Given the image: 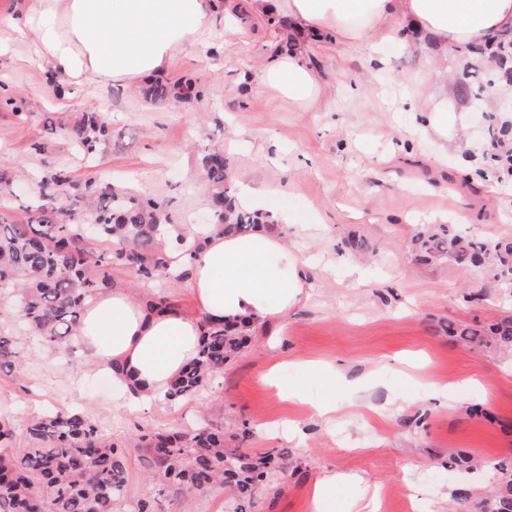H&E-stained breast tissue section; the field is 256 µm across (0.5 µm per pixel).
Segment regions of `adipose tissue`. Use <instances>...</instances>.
<instances>
[{"label":"adipose tissue","mask_w":512,"mask_h":512,"mask_svg":"<svg viewBox=\"0 0 512 512\" xmlns=\"http://www.w3.org/2000/svg\"><path fill=\"white\" fill-rule=\"evenodd\" d=\"M246 12L285 19L301 35L324 34L375 47L391 35L425 36L441 50L476 47L512 31V0H244ZM224 0H0V30L26 43L32 64L75 84L128 83L167 71L178 51L210 52ZM259 85L310 110L322 89L305 55L279 52L262 63ZM197 309L152 307L125 288L98 294L73 342L109 375L130 407L160 399L198 357L199 316L258 326L283 318L303 297V263L275 234L212 230L189 264Z\"/></svg>","instance_id":"ef3b65f1"}]
</instances>
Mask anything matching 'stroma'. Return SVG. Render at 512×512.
<instances>
[{"mask_svg":"<svg viewBox=\"0 0 512 512\" xmlns=\"http://www.w3.org/2000/svg\"><path fill=\"white\" fill-rule=\"evenodd\" d=\"M211 36L221 55L185 49L163 74L172 83L193 77L198 98L161 104L144 100L141 80L55 93L27 47L11 45L0 55V84L24 100L26 117L0 104V172L14 191L4 213L28 221L38 177L64 169L71 184L62 206L96 179L165 203L176 223L206 224L212 211L201 159L220 144L233 190L257 189L252 209L298 249L303 300L284 323L255 328L254 344L208 387L131 411L110 379L25 336L0 297V331L13 334L22 357L18 371L0 375V409L22 422L15 447L27 445L25 421L84 413L126 448L118 512H137L142 500L152 512H234L230 483L188 503L161 492L145 480L144 449L132 445L143 433L190 435L204 426L223 429L226 448L242 454L287 449V467L257 487L249 512H312L315 483L334 473L355 484L328 487L322 512H358L373 499L378 512H449L461 487L483 499L497 481V461L512 456V358L460 345L447 327L512 317V275L448 260L418 263L415 240L438 224L492 246L512 240V178L499 177L487 147L492 133L512 142V93L471 91L494 77L490 54L462 47L441 54L416 35L373 52L327 37L305 40L239 13L216 18ZM284 40L305 52L326 89L313 111L259 88L260 64ZM434 58L447 68L457 104L444 138L424 129L410 85ZM86 112L101 113L111 132L91 161L68 136ZM352 237L363 252L346 248ZM112 276L116 285L147 297L171 294L193 308L187 284L117 265ZM313 361L346 374L330 420L316 410L324 384L309 369ZM274 366L296 398H280L264 382ZM457 454L479 460V469H450Z\"/></svg>","mask_w":512,"mask_h":512,"instance_id":"stroma-1","label":"stroma"}]
</instances>
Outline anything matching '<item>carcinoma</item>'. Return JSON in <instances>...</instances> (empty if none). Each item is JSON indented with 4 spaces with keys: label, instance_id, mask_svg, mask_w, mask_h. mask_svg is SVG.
<instances>
[{
    "label": "carcinoma",
    "instance_id": "cac0c4a2",
    "mask_svg": "<svg viewBox=\"0 0 512 512\" xmlns=\"http://www.w3.org/2000/svg\"><path fill=\"white\" fill-rule=\"evenodd\" d=\"M171 86L156 82L143 90L152 103H163ZM98 112H85L69 130L73 149L93 158L109 136ZM210 190L213 226L248 235L267 226L268 215L237 203L226 184L224 151L213 149L202 158ZM70 186L66 170L39 177L30 211L32 219L18 224L0 214V291L10 290L17 313L29 335L62 353L80 323L87 301L113 287L110 266H126L145 278L163 275L171 283L189 277L176 265L175 250L192 256L206 234L175 224L156 200L121 193L110 184L89 181L78 210L64 215L58 199ZM502 272H512V242L494 247ZM419 260L446 258L460 266L479 264L488 255L480 241H463L450 227L439 228L417 241ZM202 345L199 359L174 382L165 399L176 402L207 387L252 336L206 317L199 319ZM448 335L464 346L512 353V318L489 327L448 324ZM21 358L10 336L0 335V374L10 375ZM28 446L14 448V420L0 416V512H115L126 494L123 451L104 438L80 412L60 411L25 427ZM147 449L151 481L176 488L187 500L195 494L234 480L239 504L247 512L255 484L282 466L286 452L258 458L224 451V430L203 429L185 434L140 438ZM501 475L498 490L482 500L484 512H512V458L495 465Z\"/></svg>",
    "mask_w": 512,
    "mask_h": 512
}]
</instances>
